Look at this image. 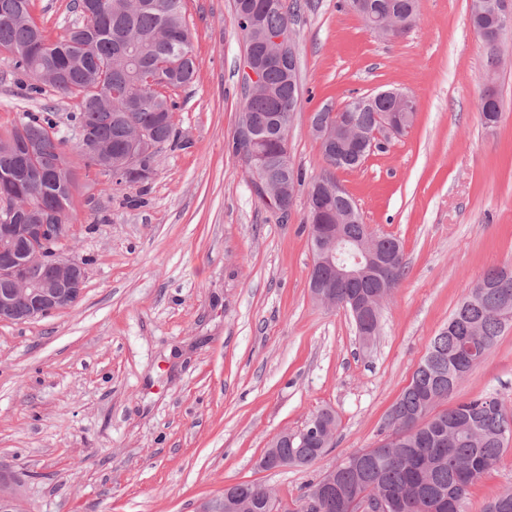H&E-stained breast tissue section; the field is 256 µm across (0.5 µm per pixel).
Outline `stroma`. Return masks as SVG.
Returning <instances> with one entry per match:
<instances>
[{
	"label": "stroma",
	"mask_w": 512,
	"mask_h": 512,
	"mask_svg": "<svg viewBox=\"0 0 512 512\" xmlns=\"http://www.w3.org/2000/svg\"><path fill=\"white\" fill-rule=\"evenodd\" d=\"M300 96L288 140L306 178L325 169L310 118L387 89L414 96L404 135L355 170H336L364 224L399 240L406 274L362 345L350 313L313 300L304 200L288 220L265 208L229 152L242 112L244 39L233 0H185L197 74L174 98L177 138L145 192L79 176L67 242L86 262L74 306L0 322V467L23 482L22 512H198L226 485L294 500L331 464L374 446L432 338L494 267H512V31L499 67L474 32L470 0H417L415 24L382 39L340 0H287ZM50 39L72 0H31ZM497 73L502 119L477 104ZM75 109L31 93L0 55V135L24 113ZM512 413V328L455 389ZM334 446L306 468L257 461L318 409ZM512 490V446L474 484L464 512Z\"/></svg>",
	"instance_id": "1"
}]
</instances>
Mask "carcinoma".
I'll use <instances>...</instances> for the list:
<instances>
[{"label":"carcinoma","instance_id":"carcinoma-1","mask_svg":"<svg viewBox=\"0 0 512 512\" xmlns=\"http://www.w3.org/2000/svg\"><path fill=\"white\" fill-rule=\"evenodd\" d=\"M102 15L93 32L84 39L72 34V27L52 41L32 18L29 0H0V49L11 51L16 70L29 76V89L42 91L38 82L44 58L67 74L63 81L49 86L76 102L71 113L75 129L87 139L108 146V156L76 145V155L86 172L103 182H114L113 168L125 157L131 131L149 134L153 155L175 140L173 114L177 104L172 92L190 84L196 73L194 47L184 13L183 0H98ZM293 15L281 2L280 10L265 16L269 28H287ZM269 94L244 102L242 119L250 121L257 141L233 140L229 145L245 167L253 191L268 209L279 212L288 205V196L266 197V181L291 182L303 186V176L295 169L290 155L282 152L296 112L298 90L278 69L267 73ZM393 101L384 100L375 109L358 113L366 128L378 124L382 112H389ZM35 144L40 156L34 166L45 170L34 184L13 182L3 162V153L13 147L18 155ZM265 155L264 169L254 166L252 156ZM66 154L51 114L28 115L27 120L0 136V195L13 194L8 208L0 206V224L9 219L23 223L28 209L57 206L61 220L69 223L76 174L67 160V184L53 181L48 172L51 161ZM324 162L334 168L353 170L366 155L346 146L322 149ZM381 253L389 259L388 288L400 284L404 273L402 249L392 237L381 238ZM377 282L367 277L345 282L333 289L336 306L358 294H374ZM451 327L443 328L433 339L429 355L412 375L413 387L406 388L394 404L399 422L419 419L414 434L371 451L360 449L336 465V481L351 501L379 497L387 512H462L470 486L492 469L512 441V414L497 398L480 395L469 401L447 405L448 380L458 372L456 353L469 339L478 348L490 350L504 330L512 326V287L478 288L463 300L450 316ZM327 448L300 439L284 442L268 460L273 469L281 461L308 467ZM240 499L235 512H267V487L256 483L237 485ZM482 512H512V491L487 502Z\"/></svg>","mask_w":512,"mask_h":512}]
</instances>
